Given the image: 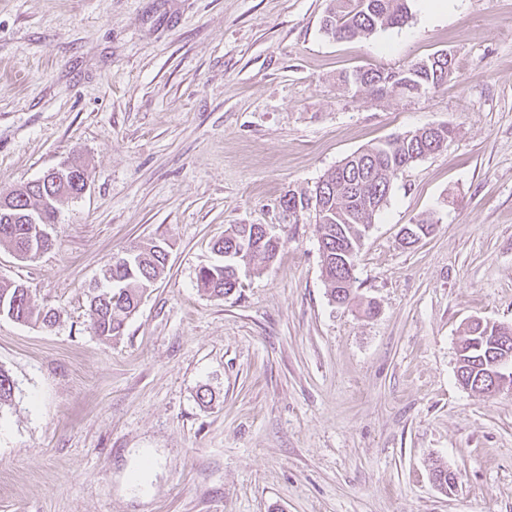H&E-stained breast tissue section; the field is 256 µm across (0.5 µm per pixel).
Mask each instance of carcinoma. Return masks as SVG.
Masks as SVG:
<instances>
[{
    "label": "carcinoma",
    "instance_id": "obj_1",
    "mask_svg": "<svg viewBox=\"0 0 512 512\" xmlns=\"http://www.w3.org/2000/svg\"><path fill=\"white\" fill-rule=\"evenodd\" d=\"M409 18V0H332L323 29L336 40H348L400 26ZM455 70L456 60H451L447 71L430 54L397 70L356 69L344 76L343 82L356 95L394 92L402 96L410 81L421 82L427 93L452 79ZM453 134L454 128L442 123L434 133L425 126L388 138L344 158L321 177L311 194L288 192L280 197L284 212H315L323 244L322 274L331 299L342 305L352 300L355 274L350 269L356 267L373 217L388 201L392 178L428 156L432 144L448 146ZM87 181L85 167L71 161L59 167L55 180L39 178L9 192L5 202H0V246L23 258L36 255L31 250L30 216L36 215L40 224L56 223L58 203L81 198ZM280 246L281 239L265 232L260 224H234L214 242L219 260L202 267L198 281L211 296L224 298L239 287L237 271L242 258L238 254L249 257L261 271L274 260ZM167 248L165 240L152 239L113 257L109 276L102 286L95 287L89 301V325L95 335L112 339L123 334L127 319L139 309L147 289L164 273L163 250ZM0 312L17 322L43 328H51L57 321L54 310L35 305L27 289L2 280ZM505 349L512 351V327L466 325L458 342V382L487 395L499 393L493 387L491 372L497 354ZM14 389V380L0 368V408L12 403Z\"/></svg>",
    "mask_w": 512,
    "mask_h": 512
}]
</instances>
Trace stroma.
I'll list each match as a JSON object with an SVG mask.
<instances>
[{
	"label": "stroma",
	"instance_id": "35a3bbf8",
	"mask_svg": "<svg viewBox=\"0 0 512 512\" xmlns=\"http://www.w3.org/2000/svg\"><path fill=\"white\" fill-rule=\"evenodd\" d=\"M329 6L0 0V193L73 157L89 176L51 249L0 246V280L57 313L0 316V512H512V391L455 377L469 319L512 325V0H412L407 24L351 41L323 33ZM442 50L457 72L421 96L338 80ZM431 123L452 140L394 178L357 302L332 303L314 213L279 198ZM419 219L434 233L402 247ZM233 224L283 246L215 299L197 275ZM154 238L164 275L122 336L94 335L92 286Z\"/></svg>",
	"mask_w": 512,
	"mask_h": 512
}]
</instances>
